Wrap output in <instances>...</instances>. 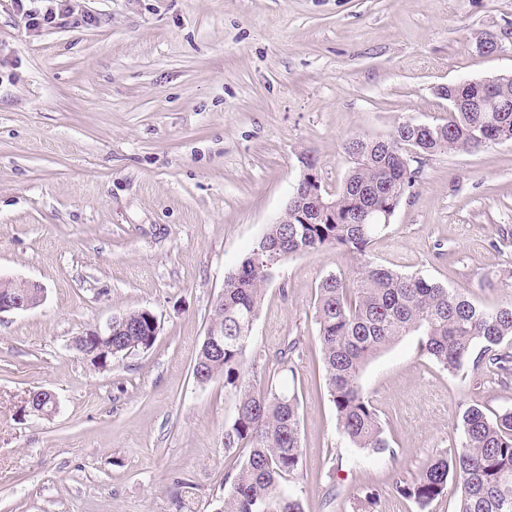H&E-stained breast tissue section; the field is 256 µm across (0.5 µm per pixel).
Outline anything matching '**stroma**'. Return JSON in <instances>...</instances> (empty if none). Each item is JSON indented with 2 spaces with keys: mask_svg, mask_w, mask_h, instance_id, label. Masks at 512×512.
Segmentation results:
<instances>
[{
  "mask_svg": "<svg viewBox=\"0 0 512 512\" xmlns=\"http://www.w3.org/2000/svg\"><path fill=\"white\" fill-rule=\"evenodd\" d=\"M64 27L26 29L0 0V277L35 282V308L0 315V512H221L235 398L192 368L224 276L284 209L311 151L324 184L349 168L344 141L395 121L446 117L441 84L512 73V0H74ZM94 17V24L83 21ZM417 178L372 261L512 303V142L416 162ZM335 250L280 263L263 295L246 369L297 340L278 377L299 399L304 512H418L396 491L460 441L472 403L512 408V380L451 376L409 336L361 385L390 450L351 447L336 428L317 340ZM146 309L154 344L94 367L76 337ZM51 392L54 415L26 410Z\"/></svg>",
  "mask_w": 512,
  "mask_h": 512,
  "instance_id": "stroma-1",
  "label": "stroma"
}]
</instances>
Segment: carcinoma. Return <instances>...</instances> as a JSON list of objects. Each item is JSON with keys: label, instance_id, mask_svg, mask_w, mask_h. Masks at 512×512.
<instances>
[{"label": "carcinoma", "instance_id": "cac0c4a2", "mask_svg": "<svg viewBox=\"0 0 512 512\" xmlns=\"http://www.w3.org/2000/svg\"><path fill=\"white\" fill-rule=\"evenodd\" d=\"M482 98L485 112H450L437 123L398 120L385 138L353 134L343 143L351 166L341 187L321 188L327 211L313 224L303 222L299 206L288 204L281 222L265 234L224 277L223 301L213 305L207 329L219 332L202 343L193 366L194 379L217 377L235 393V416L224 428V450L249 449L247 459L225 476L230 488L224 512H303L300 500L283 490L302 466L299 400L267 383L247 377L246 353L265 287L273 275L259 265L264 250L285 260L334 249L355 259L351 272L330 273L318 286L315 303L325 384L344 439L369 453L390 448L383 423L360 384L365 367L406 336H415L420 352L449 375L465 367L490 364L506 380L512 376V304L486 309L467 292L450 290L418 274H404L368 257L373 239L388 228L366 224L369 213H395L413 186L415 171L403 165V146L422 155L471 152L512 142V81L474 86L453 85L450 97ZM112 337V357L151 347L156 337L149 314L119 315ZM461 441L448 456L429 462L411 482L396 486L421 512L443 495L448 477L461 489L457 512H512V411L493 417L475 403L462 413Z\"/></svg>", "mask_w": 512, "mask_h": 512}]
</instances>
